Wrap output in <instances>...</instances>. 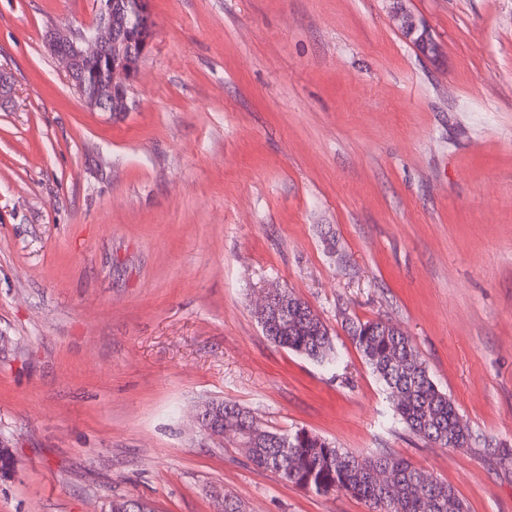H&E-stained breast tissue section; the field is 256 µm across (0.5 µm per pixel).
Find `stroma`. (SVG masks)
Segmentation results:
<instances>
[{"label": "stroma", "instance_id": "1", "mask_svg": "<svg viewBox=\"0 0 512 512\" xmlns=\"http://www.w3.org/2000/svg\"><path fill=\"white\" fill-rule=\"evenodd\" d=\"M151 0L131 110L87 107L46 44L97 0H0V512H369L205 438L204 401L357 454L385 448L468 512H512V0ZM292 288L326 369L254 315ZM411 336L472 439L392 418L341 326ZM402 28L407 36L413 39L418 50L432 60H436L441 54V45L430 35L426 25L417 21L414 16L400 12Z\"/></svg>", "mask_w": 512, "mask_h": 512}]
</instances>
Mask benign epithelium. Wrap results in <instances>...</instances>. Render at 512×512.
Masks as SVG:
<instances>
[{
  "label": "benign epithelium",
  "instance_id": "obj_1",
  "mask_svg": "<svg viewBox=\"0 0 512 512\" xmlns=\"http://www.w3.org/2000/svg\"><path fill=\"white\" fill-rule=\"evenodd\" d=\"M151 0H100L96 26L73 38L54 32L47 39L49 50L65 64L68 77L83 83L88 67L110 60L112 100L94 99L101 112H116L113 104L130 111L129 92L143 60L150 53L155 34ZM402 28L418 50L432 60L441 54V45L426 25L414 16L401 14Z\"/></svg>",
  "mask_w": 512,
  "mask_h": 512
}]
</instances>
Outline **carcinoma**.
Returning a JSON list of instances; mask_svg holds the SVG:
<instances>
[{
	"instance_id": "cac0c4a2",
	"label": "carcinoma",
	"mask_w": 512,
	"mask_h": 512,
	"mask_svg": "<svg viewBox=\"0 0 512 512\" xmlns=\"http://www.w3.org/2000/svg\"><path fill=\"white\" fill-rule=\"evenodd\" d=\"M94 93L112 98L111 84L102 77L86 79L85 94ZM278 296L283 300L278 311L258 314L266 337L318 365L337 363L329 330L311 306L287 287ZM345 329L406 430L438 448H461L471 439L454 401L435 384L410 336L379 319H351ZM202 416L205 427L224 426V440L243 449L253 465L304 491L343 492L363 501L370 512H466L447 482L385 448L362 456L303 428L268 429L235 402H208ZM110 510L154 512L149 503L131 498L112 500Z\"/></svg>"
}]
</instances>
